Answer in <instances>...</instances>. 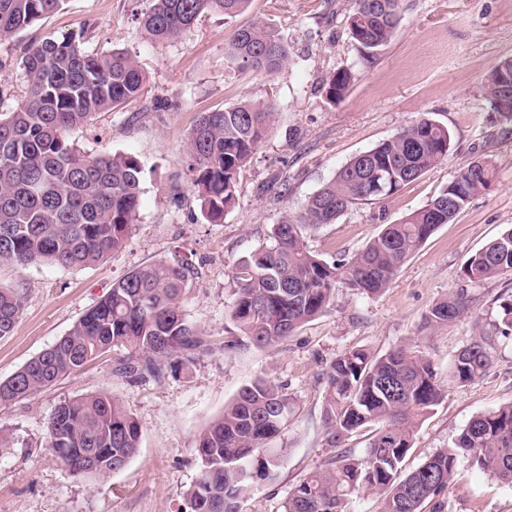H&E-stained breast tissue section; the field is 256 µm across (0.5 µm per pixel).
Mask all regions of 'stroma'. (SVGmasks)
Returning a JSON list of instances; mask_svg holds the SVG:
<instances>
[{
    "mask_svg": "<svg viewBox=\"0 0 512 512\" xmlns=\"http://www.w3.org/2000/svg\"><path fill=\"white\" fill-rule=\"evenodd\" d=\"M145 0H64L60 10L0 39V113L23 88L25 48L48 36L82 33L83 49L126 51L146 75L142 94L97 114L68 134L88 155L129 153L143 168L138 222L125 247L93 266L0 265V286L20 289L25 305L11 335L0 338V381L53 345L112 284L133 269L177 256L199 277L184 308L212 348L189 366L174 363L158 378L116 375L115 353L31 397L0 405V512H182L197 481L196 438L239 390L257 378L286 385L298 413L272 440L283 459L274 478L252 488L242 512H280L291 487L334 455L323 430L322 374L336 356L365 348L377 356L401 346L429 357L443 379V400L418 425L403 468L410 471L454 438L478 413L512 402V337L500 339L489 368L461 385L448 364L477 329L491 330L497 297L512 294V275L480 284L464 280L470 255L512 228V127L499 122L484 78L512 59V0H402L388 44L363 58L348 26L351 0H249L233 17L201 14L174 42L151 41L137 17ZM260 21L291 51L270 73L241 69L227 54L235 31ZM347 70L343 101L326 81ZM244 101L273 104L275 122L241 171L237 205L223 223H207L190 190L188 137L200 115ZM420 117L451 133L447 157L392 197L353 206L336 223L308 230L306 243L326 262L363 248L381 229L425 206L459 169L490 160V188L440 226L373 296L337 287L319 317L280 344L251 345L230 318L238 262L269 239L281 216H298L308 198L353 156L391 138ZM461 291L467 312L438 328L424 317L440 298ZM105 390L142 425L137 455L102 481L69 476L45 446L47 422L62 401ZM444 512H512V486L458 462Z\"/></svg>",
    "mask_w": 512,
    "mask_h": 512,
    "instance_id": "obj_1",
    "label": "stroma"
}]
</instances>
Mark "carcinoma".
Listing matches in <instances>:
<instances>
[{
  "label": "carcinoma",
  "instance_id": "carcinoma-1",
  "mask_svg": "<svg viewBox=\"0 0 512 512\" xmlns=\"http://www.w3.org/2000/svg\"><path fill=\"white\" fill-rule=\"evenodd\" d=\"M140 23L158 42H172L206 11L235 16L247 0H145ZM62 0H0V37L22 30L59 9ZM401 0H353L351 38L374 55L392 38ZM83 35L46 38L22 58L24 90L13 109L0 113V262L25 267L41 262L62 268L90 266L122 248L137 223L142 166L127 153L88 156L68 132L138 97L145 75L122 50L89 54ZM230 57L257 73L276 72L289 61L288 46L262 22L239 28ZM352 75L344 70L325 85L331 101L343 99ZM275 112L241 103L204 112L188 140L193 192L203 219L224 222L237 200V178L268 135ZM448 128L421 117L393 137L352 157L309 197L297 217L272 225L269 242L241 260L230 316L257 347L279 343L321 315L336 285L360 294L382 291L400 266L443 224L451 223L488 189L492 164L470 162L435 198L396 224L383 225L362 249L332 263L315 255L305 232L334 224L352 206L397 193L448 156ZM464 279L481 283L512 274V228L472 254ZM196 266L183 259L136 268L112 284L52 346L0 382V404L47 388L109 351H121L115 372L134 379L160 376L165 362L190 364L208 350L206 333L183 310ZM493 323L512 336V295L496 299ZM24 306L17 289L0 288V337L9 335ZM464 295L451 292L426 315L443 326L466 312ZM495 339L479 334L448 365V381L465 384L488 368ZM323 380L324 435L337 447L368 424L377 426L361 455L329 457L288 492L281 512H346L350 500L372 493L382 512H444L439 496L463 457L512 486V404L474 416L452 442L401 475L419 422L443 398L432 361L401 347L383 356L365 349L340 353ZM296 404L286 388L258 379L244 386L197 438L200 477L187 490L184 512H241L243 496L273 478L282 449L269 442L288 427ZM140 422L108 392L61 402L47 426V447L74 478L101 481L138 452Z\"/></svg>",
  "mask_w": 512,
  "mask_h": 512
}]
</instances>
